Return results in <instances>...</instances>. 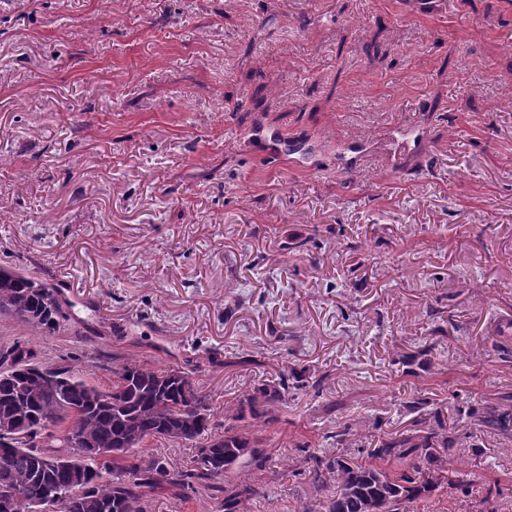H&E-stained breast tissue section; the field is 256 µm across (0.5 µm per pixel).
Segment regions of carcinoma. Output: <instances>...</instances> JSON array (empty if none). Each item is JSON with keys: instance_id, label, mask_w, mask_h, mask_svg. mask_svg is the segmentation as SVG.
Instances as JSON below:
<instances>
[{"instance_id": "carcinoma-1", "label": "carcinoma", "mask_w": 512, "mask_h": 512, "mask_svg": "<svg viewBox=\"0 0 512 512\" xmlns=\"http://www.w3.org/2000/svg\"><path fill=\"white\" fill-rule=\"evenodd\" d=\"M0 311L12 313L33 331L51 332L65 318L55 287L19 272L0 276ZM66 382L54 393L46 391L41 378L18 371L0 378V420L17 413L28 427L13 437L14 451L0 454V492L13 489L10 512H43L58 505L60 512H144L145 489L168 482V462L154 457L145 463L131 459L135 449L155 438L195 441L199 444L194 465L180 474L178 484L192 488L205 484L224 493V512H243V504L256 493L251 482L233 472L241 462L265 470L269 455L249 433L238 429L244 408L224 424V435L213 439L211 413L205 397L198 394L183 371L157 370L128 361L113 374L112 390L101 391L80 376L60 371ZM282 389L261 388L247 398L251 413L259 415V402L281 399ZM76 429L97 448H121L108 460L83 457L69 446V433ZM443 423L420 437L402 433L367 453L364 462L340 457H314L313 480L336 484V492L323 504V512H404L405 507L432 492L426 478L433 468L456 472L448 465L433 439ZM77 459L84 469L76 479L71 472L53 466L59 456ZM224 480V486L215 484Z\"/></svg>"}]
</instances>
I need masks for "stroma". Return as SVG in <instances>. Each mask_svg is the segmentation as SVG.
<instances>
[{"instance_id": "obj_1", "label": "stroma", "mask_w": 512, "mask_h": 512, "mask_svg": "<svg viewBox=\"0 0 512 512\" xmlns=\"http://www.w3.org/2000/svg\"><path fill=\"white\" fill-rule=\"evenodd\" d=\"M416 131L393 157L394 129ZM305 141L269 156L259 132ZM0 268L55 286L0 354L108 391L189 374L271 463L245 512H318L312 454L357 459L434 419L461 486L406 512H512V15L503 0H0ZM494 416L498 428L482 419ZM162 441L147 512L178 489Z\"/></svg>"}]
</instances>
